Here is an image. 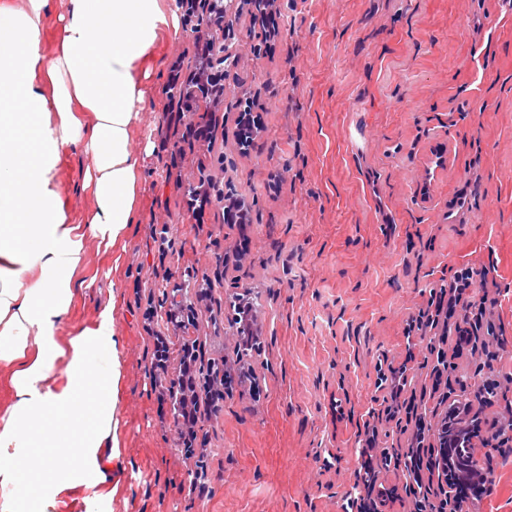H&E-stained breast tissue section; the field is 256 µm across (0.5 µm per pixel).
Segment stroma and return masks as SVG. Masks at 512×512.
<instances>
[{"mask_svg":"<svg viewBox=\"0 0 512 512\" xmlns=\"http://www.w3.org/2000/svg\"><path fill=\"white\" fill-rule=\"evenodd\" d=\"M280 33L268 45L251 6L234 20L235 69L263 107L265 131L237 138L239 96L212 117L213 143L191 136L171 109V69L197 64L196 30L162 35L150 63V99L130 140L144 159L137 213L109 253L86 244L84 278L65 327L115 303L123 360L121 456L111 484L71 493L67 512H342L363 482L361 439L379 432L377 481L401 491L380 512H414L404 472L386 455L411 447L416 419L436 423L448 393L435 388L432 347L418 341L408 371L411 416L388 418L380 362H401L402 328L458 267L495 298L488 314L503 349L455 355L470 394L512 377V0H277ZM244 197L248 224H229L211 200L194 218L180 186ZM59 190L72 221L93 198L76 160ZM247 241L242 259L233 253ZM200 275L198 315L179 330L164 289ZM257 297L259 348L244 361L256 387L200 405L204 470L186 458L171 409L158 398L183 346L197 365L233 357L232 304ZM170 339L167 369L153 339ZM492 480L480 512H512V451L484 448Z\"/></svg>","mask_w":512,"mask_h":512,"instance_id":"1","label":"stroma"}]
</instances>
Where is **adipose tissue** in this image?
I'll return each instance as SVG.
<instances>
[{
	"label": "adipose tissue",
	"mask_w": 512,
	"mask_h": 512,
	"mask_svg": "<svg viewBox=\"0 0 512 512\" xmlns=\"http://www.w3.org/2000/svg\"><path fill=\"white\" fill-rule=\"evenodd\" d=\"M0 0V512H57L72 488L106 484L120 448L122 362L114 304L57 333L87 282L86 242L111 251L137 208L129 148L148 63L179 18L161 0ZM52 26L54 47L39 35ZM93 205L72 222L58 187L74 150Z\"/></svg>",
	"instance_id": "adipose-tissue-1"
}]
</instances>
